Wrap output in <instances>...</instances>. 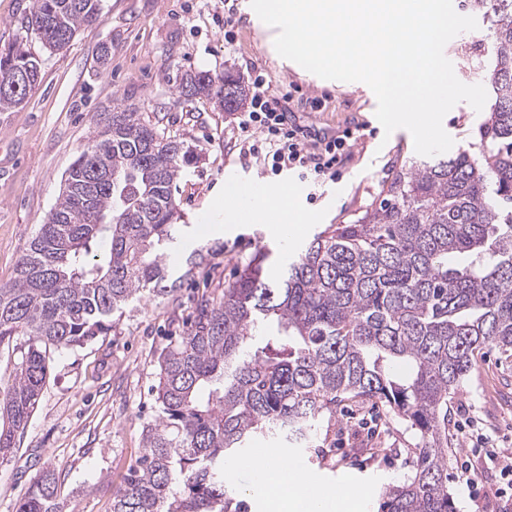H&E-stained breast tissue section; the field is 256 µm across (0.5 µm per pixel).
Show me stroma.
<instances>
[{
    "label": "stroma",
    "mask_w": 512,
    "mask_h": 512,
    "mask_svg": "<svg viewBox=\"0 0 512 512\" xmlns=\"http://www.w3.org/2000/svg\"><path fill=\"white\" fill-rule=\"evenodd\" d=\"M249 0H102L99 22L83 27L57 53L43 51L26 29L33 0H0V45L26 37L41 57L40 83L19 108L0 112V286L10 285L17 266L58 200L70 165L94 131V115L113 97L135 104L165 134L183 140L194 160L174 191L184 223L166 260L220 241L224 254L180 285L176 299L149 294L114 314L107 335L55 353L38 406L13 454L0 460V512H15L44 468L59 475L65 512H112V494L130 465L143 454L142 428L157 415L152 388L157 357L169 337L179 335L201 296L219 297L242 264L263 248L276 249L267 268L277 278L287 255L298 254L315 233L347 223L375 201L396 163L414 157L409 131L390 138L373 133L375 95L361 82L337 84L280 57L272 32L247 11ZM232 5V43L224 41V7ZM460 33L445 47L461 82L480 83L478 42L488 25ZM262 70L275 97L292 94L291 120L340 134L353 129L334 178L318 183L292 173L265 175L269 186L296 185L295 210L305 215L296 236L272 234L263 224L217 230L224 220V171L237 169L242 181L265 174L261 159L249 154L238 129L239 115L204 99L180 97L184 73L232 70L248 79ZM322 101L314 111L303 98ZM484 113L468 103L454 106L443 127L454 150L471 149ZM478 421L489 443L512 445V362L488 348L478 373L464 384L448 409V486L455 512H502L504 481L497 468L478 456L476 438L460 433L464 414ZM418 433L386 408L344 407L336 424L299 447L278 446L255 436L226 468L233 494H249L250 512H265L253 467L257 451L272 448L277 459L308 474L314 491L335 489L338 481L362 492L357 512H379L382 493L413 471ZM470 467V484L459 478Z\"/></svg>",
    "instance_id": "35a3bbf8"
}]
</instances>
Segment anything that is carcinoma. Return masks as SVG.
Instances as JSON below:
<instances>
[{
    "label": "carcinoma",
    "mask_w": 512,
    "mask_h": 512,
    "mask_svg": "<svg viewBox=\"0 0 512 512\" xmlns=\"http://www.w3.org/2000/svg\"><path fill=\"white\" fill-rule=\"evenodd\" d=\"M489 22L482 46L489 113L479 152L404 161L382 199L331 224L266 274L247 262L219 298L204 299L158 356L157 417L144 454L112 495V512H247L228 496L224 462L264 433L307 441L344 406L379 404L420 434L417 463L385 490L381 512H455L448 493V403L486 346L512 358V0H473ZM101 0H33L27 29L65 48L101 18ZM39 83L23 41L0 45V87L17 73ZM181 93L226 112L249 88L227 71L182 78ZM97 135L71 164L56 205L0 288V347H25L0 391V457L15 447L46 384L52 354L106 334L110 317L144 292L175 298L180 282L224 244L193 250L176 277L166 245L180 219L174 182L193 159L118 100L96 113ZM110 245L109 260L93 249ZM406 365L403 376L392 374ZM45 469L16 512H62Z\"/></svg>",
    "instance_id": "carcinoma-1"
}]
</instances>
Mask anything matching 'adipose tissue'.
Returning a JSON list of instances; mask_svg holds the SVG:
<instances>
[{"mask_svg":"<svg viewBox=\"0 0 512 512\" xmlns=\"http://www.w3.org/2000/svg\"><path fill=\"white\" fill-rule=\"evenodd\" d=\"M285 191L273 190L262 203L246 210L226 209L225 223L248 221L251 223L276 224L279 211L288 207ZM258 472L266 481L274 483L277 490L271 504L276 512H334L339 502L354 500L356 491L346 489L316 495L310 490L309 478L299 472H286L284 465L274 460H264L258 464Z\"/></svg>","mask_w":512,"mask_h":512,"instance_id":"ef3b65f1","label":"adipose tissue"}]
</instances>
